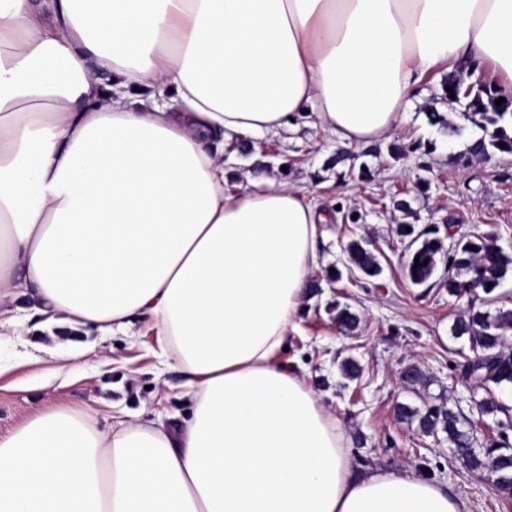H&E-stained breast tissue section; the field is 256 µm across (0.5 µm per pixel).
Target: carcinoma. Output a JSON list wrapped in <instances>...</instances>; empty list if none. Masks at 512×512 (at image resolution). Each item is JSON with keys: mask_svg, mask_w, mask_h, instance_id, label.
I'll list each match as a JSON object with an SVG mask.
<instances>
[{"mask_svg": "<svg viewBox=\"0 0 512 512\" xmlns=\"http://www.w3.org/2000/svg\"><path fill=\"white\" fill-rule=\"evenodd\" d=\"M448 86L453 92L446 90ZM440 98L467 100L464 116L484 132L483 136L467 144L460 154L461 160L467 163L474 158H485L491 148L512 154V136L504 128L512 123L511 98L495 105V100L500 98L496 90L480 83L464 84L458 70L449 72L442 80ZM398 234L410 238L405 274L415 285H424L433 278L438 267L437 256L441 254L446 255L443 282L448 294L453 296H461L473 288L490 295L508 272H512V254L503 251L491 233L461 235L447 247L435 226L417 234L415 228L408 229L400 224ZM344 252L343 265L350 274L371 279L382 273L379 259L366 240L350 241ZM329 312L333 313L332 320L340 330L353 332L358 328L359 317L350 307L337 302ZM510 332L512 308H500L491 314L471 306L452 327L453 335H467L471 341L474 357L462 365L459 381L463 384L470 382L485 390L486 396L478 401L479 413L485 416L507 413L495 398L493 389L512 385V351L504 348ZM402 378L417 394L429 385L427 377L416 366L408 367ZM398 412L401 419L417 422L424 435L446 433L454 454L472 456L474 470L487 474L501 492L512 497V441L506 432L483 439L481 446L475 449L474 436L459 428L463 417L459 410L443 403L431 404L424 399L419 407L401 403Z\"/></svg>", "mask_w": 512, "mask_h": 512, "instance_id": "obj_1", "label": "carcinoma"}]
</instances>
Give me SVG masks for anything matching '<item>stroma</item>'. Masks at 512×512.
Returning <instances> with one entry per match:
<instances>
[{
	"mask_svg": "<svg viewBox=\"0 0 512 512\" xmlns=\"http://www.w3.org/2000/svg\"><path fill=\"white\" fill-rule=\"evenodd\" d=\"M442 76L436 70L423 77L399 130L372 149L345 146L340 137L314 127L309 117L292 121L278 135L225 142L220 151L226 189L235 193L265 178L286 182L329 217L320 227L319 265L310 275L318 289L306 298L298 328L279 360L306 366L305 383L347 432L352 458H364L370 468L422 470L466 500L472 512H512V497L455 457L446 433L422 435L416 424L399 420L394 411L399 402H443L461 409L477 437L498 430L495 417H479L475 410L484 390L458 380L472 349L468 337L453 335L452 326L471 304L489 312L500 305L512 307V273L496 289L493 302L479 290L457 299L444 286L413 284L404 275L408 242L396 231L406 222L420 230L447 225L458 235L491 233L497 245L512 253V155L495 151L486 159L458 161L459 152L481 131L463 118V104L439 101ZM432 108L445 111L449 123L458 127L457 135L448 136L427 122ZM393 144L406 146V154L392 159L388 148ZM342 147L350 154L342 169L325 168V160ZM401 199L408 202L409 212L394 208ZM360 238L378 255L382 274L330 280L328 271L342 259L346 244ZM336 302L358 314L354 333L342 334L332 323L328 307ZM51 330L41 341L60 343L53 360L38 348L0 339V438L61 408L91 411L102 421L142 423L166 422L189 410L184 375L175 361L163 357L145 322L134 321L124 334H92L79 354L66 344L69 329L55 324ZM347 358L361 366L359 378L342 376L339 365ZM410 365L429 378L424 396L402 380Z\"/></svg>",
	"mask_w": 512,
	"mask_h": 512,
	"instance_id": "obj_1",
	"label": "stroma"
}]
</instances>
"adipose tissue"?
Here are the masks:
<instances>
[{
  "mask_svg": "<svg viewBox=\"0 0 512 512\" xmlns=\"http://www.w3.org/2000/svg\"><path fill=\"white\" fill-rule=\"evenodd\" d=\"M465 62L512 97V0H0V301L26 304L0 331L149 318L192 400L171 429L57 411L0 438V512H471L414 468H355L278 363L324 218L283 184L225 192L211 147L304 112L382 138Z\"/></svg>",
  "mask_w": 512,
  "mask_h": 512,
  "instance_id": "obj_1",
  "label": "adipose tissue"
}]
</instances>
